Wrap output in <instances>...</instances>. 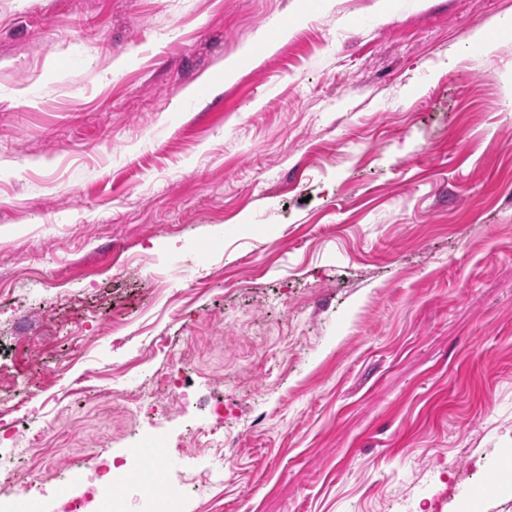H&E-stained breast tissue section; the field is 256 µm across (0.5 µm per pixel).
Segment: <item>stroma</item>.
I'll return each mask as SVG.
<instances>
[{
    "label": "stroma",
    "instance_id": "stroma-1",
    "mask_svg": "<svg viewBox=\"0 0 512 512\" xmlns=\"http://www.w3.org/2000/svg\"><path fill=\"white\" fill-rule=\"evenodd\" d=\"M511 90L512 0H0L25 475L178 440L179 360L235 461L187 512H457L512 458ZM104 394H107L111 399L118 398L122 401L123 407L130 410L134 415L141 414L144 408L148 405L149 399L152 397L147 391H139L134 394H128L127 392L118 393L113 391L112 388H104Z\"/></svg>",
    "mask_w": 512,
    "mask_h": 512
}]
</instances>
